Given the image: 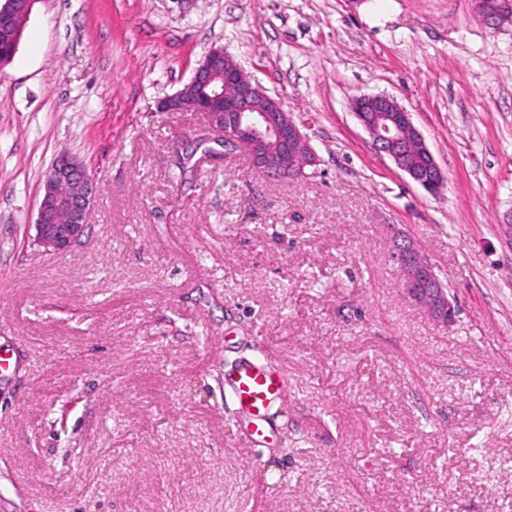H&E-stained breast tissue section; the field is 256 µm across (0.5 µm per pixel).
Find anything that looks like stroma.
Segmentation results:
<instances>
[{"label":"stroma","instance_id":"stroma-1","mask_svg":"<svg viewBox=\"0 0 512 512\" xmlns=\"http://www.w3.org/2000/svg\"><path fill=\"white\" fill-rule=\"evenodd\" d=\"M223 47L297 121L299 181L193 165L157 102ZM386 93L446 177L378 153ZM98 185L39 249L60 154ZM398 225L457 302L441 326L389 259ZM0 512H512V21L473 0H38L0 65ZM280 369L272 443L224 376ZM476 10L481 14L483 20L491 26H498L500 23L511 20L512 18V2L511 0H501L496 10L490 12L484 8H480L484 4L483 0L474 1ZM352 109L369 134L375 150L386 154L394 164L424 189L439 193L445 177L423 135L414 126L411 114L388 94L362 95L352 102ZM411 141L429 156L428 168L412 171L405 165L406 149ZM96 201L97 186L88 168L69 155L58 157L43 183L35 244L46 252L69 251L87 230Z\"/></svg>","mask_w":512,"mask_h":512}]
</instances>
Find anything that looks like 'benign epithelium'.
<instances>
[{"mask_svg":"<svg viewBox=\"0 0 512 512\" xmlns=\"http://www.w3.org/2000/svg\"><path fill=\"white\" fill-rule=\"evenodd\" d=\"M39 0H0V29H9L17 15L29 17ZM483 20L491 25L512 18V0H501L496 10L484 8V0H474ZM190 84L200 89L189 107L175 108L181 98L177 91L160 99L161 112H200L208 127L218 133L217 142L244 150L257 171L269 178L295 179L316 165V154L300 126L258 83L251 80L233 58L221 48H213L195 69ZM352 109L369 134L375 150L424 189L438 193L445 177L423 135L414 126L411 113L388 94L362 95ZM429 155L428 168L412 171L405 165L411 142ZM97 201V186L88 168L62 155L48 169L35 219V244L46 252L65 253L87 230ZM390 260L398 268L407 298L441 325L455 321L457 306L418 248L406 234L393 233Z\"/></svg>","mask_w":512,"mask_h":512,"instance_id":"1","label":"benign epithelium"}]
</instances>
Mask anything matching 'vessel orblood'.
<instances>
[{"instance_id":"1","label":"vessel or blood","mask_w":512,"mask_h":512,"mask_svg":"<svg viewBox=\"0 0 512 512\" xmlns=\"http://www.w3.org/2000/svg\"><path fill=\"white\" fill-rule=\"evenodd\" d=\"M225 383L247 419L248 443H268L273 435L269 412L287 396L280 374L264 362L246 361L228 375Z\"/></svg>"}]
</instances>
